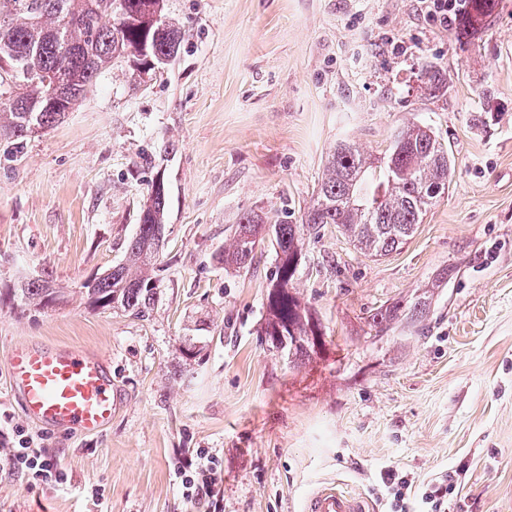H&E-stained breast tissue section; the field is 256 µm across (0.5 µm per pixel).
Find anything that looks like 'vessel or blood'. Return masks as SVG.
<instances>
[{
	"label": "vessel or blood",
	"instance_id": "b4317fda",
	"mask_svg": "<svg viewBox=\"0 0 512 512\" xmlns=\"http://www.w3.org/2000/svg\"><path fill=\"white\" fill-rule=\"evenodd\" d=\"M7 372L28 418L80 435L102 431L118 407L106 358L66 346H19ZM307 512H374L366 494L327 483L307 501Z\"/></svg>",
	"mask_w": 512,
	"mask_h": 512
}]
</instances>
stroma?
Listing matches in <instances>:
<instances>
[{
	"mask_svg": "<svg viewBox=\"0 0 512 512\" xmlns=\"http://www.w3.org/2000/svg\"><path fill=\"white\" fill-rule=\"evenodd\" d=\"M431 8L165 0L185 32L175 62L139 83L116 61L22 158L0 155V433L23 429L67 475L0 474V512H189L175 471L200 448L222 462L219 512H305L325 482L386 512L391 468L416 489L451 478L448 512H512V0L464 37L457 15L443 25ZM427 61L445 69L442 88L425 84ZM407 120L452 152L449 190L383 258L333 224L305 235L296 287L326 336L318 356L291 363L261 334L274 253L240 272L215 256L244 212L298 221L337 140L376 155ZM159 175L156 311L91 307L85 283L123 260ZM29 279L61 298L13 305ZM429 288L423 332L373 338V309ZM198 333L203 351L186 359ZM31 344L110 359L121 404L101 433L24 416L6 364Z\"/></svg>",
	"mask_w": 512,
	"mask_h": 512,
	"instance_id": "obj_1",
	"label": "stroma"
}]
</instances>
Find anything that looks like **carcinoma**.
<instances>
[{
	"label": "carcinoma",
	"instance_id": "obj_1",
	"mask_svg": "<svg viewBox=\"0 0 512 512\" xmlns=\"http://www.w3.org/2000/svg\"><path fill=\"white\" fill-rule=\"evenodd\" d=\"M495 2L468 0L459 32L476 30ZM184 38L181 28L164 20V0H0V57L24 59L34 72L29 80L0 81V137L9 140L7 156L16 158L24 152L31 124L45 130L65 117L63 111H27L28 104L41 98L45 81L59 80L58 102L63 110L72 111L112 61H133V71L141 76L160 63L170 64ZM422 74L434 88L446 79L436 65L422 66ZM453 168L448 146L431 128L407 122L393 132L388 148L378 156L367 155L346 140L337 142L300 223L267 212L243 214L219 260L228 269H248L255 263L257 246L267 241L273 248L275 266L261 328L266 341L291 362L313 358L322 345L321 324L295 288L304 232L334 224L363 254L388 256L407 243L448 189ZM165 221L166 187L158 177L148 188L138 231L123 262L84 284L91 306L120 308L138 318L151 316L159 302L157 262ZM57 296L58 291L43 280H28L20 288V301L26 305H47ZM431 301L423 292L381 306L369 315V324L378 337L397 323L418 332Z\"/></svg>",
	"mask_w": 512,
	"mask_h": 512
}]
</instances>
